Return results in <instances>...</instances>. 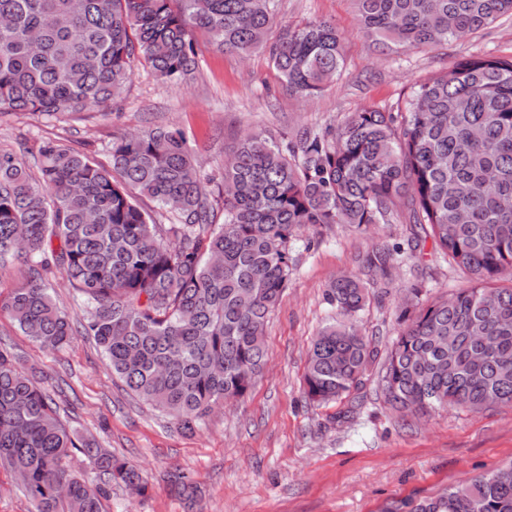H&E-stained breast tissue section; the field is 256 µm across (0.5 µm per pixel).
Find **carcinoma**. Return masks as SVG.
I'll return each mask as SVG.
<instances>
[{
	"mask_svg": "<svg viewBox=\"0 0 512 512\" xmlns=\"http://www.w3.org/2000/svg\"><path fill=\"white\" fill-rule=\"evenodd\" d=\"M354 2L383 51L437 48L512 15V0ZM276 9V0H0V111L108 107L138 62L179 83L197 66L200 36L224 54L265 49L291 93L324 90L344 66L335 25L272 39ZM450 69L416 83L397 116L366 107L290 139L245 133L216 193L176 127L112 139L107 165L53 140L40 143L33 169L0 152V271L27 268L0 312L41 349L93 337L139 401L191 430L244 397L264 366L296 234L365 231L404 207L469 287L401 310L383 361L385 402L420 415L512 405V288L494 287L512 275V57L460 56ZM399 256L376 249L330 285L334 317L311 339L306 400L336 402L362 384L377 350L352 319L366 285L387 280ZM58 274L82 301L78 318L53 297ZM19 361L0 349V465L21 475L35 512H105L114 482L145 492L141 471L70 428ZM75 452L93 478L71 472ZM409 512H512V462Z\"/></svg>",
	"mask_w": 512,
	"mask_h": 512,
	"instance_id": "cac0c4a2",
	"label": "carcinoma"
}]
</instances>
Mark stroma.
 Segmentation results:
<instances>
[{
    "label": "stroma",
    "mask_w": 512,
    "mask_h": 512,
    "mask_svg": "<svg viewBox=\"0 0 512 512\" xmlns=\"http://www.w3.org/2000/svg\"><path fill=\"white\" fill-rule=\"evenodd\" d=\"M320 19L335 24L346 62L318 94L288 92L264 50L242 60L201 39L199 67L185 83L162 82L137 64L109 111L0 113V150H17L24 140H60L104 164L114 137L176 126L198 166L216 175L245 130L290 136L340 126L366 107L393 112L414 82L446 71L454 58L512 56V16L433 51L381 54L358 24L352 0H278L276 29ZM382 245L400 247L402 264L357 318L379 352L397 336L410 286L427 301L467 285L431 244L416 243L401 209L366 234L347 224L302 231L292 244L288 286L266 327L265 367L246 396L190 433L126 393L92 339L78 336L46 351L1 313L0 344L18 353L49 391H61L70 426L141 470L145 493L113 486L106 512H392L512 460V408L395 412L384 403L375 367L343 400L305 399L309 341L329 313L326 290Z\"/></svg>",
    "instance_id": "35a3bbf8"
}]
</instances>
